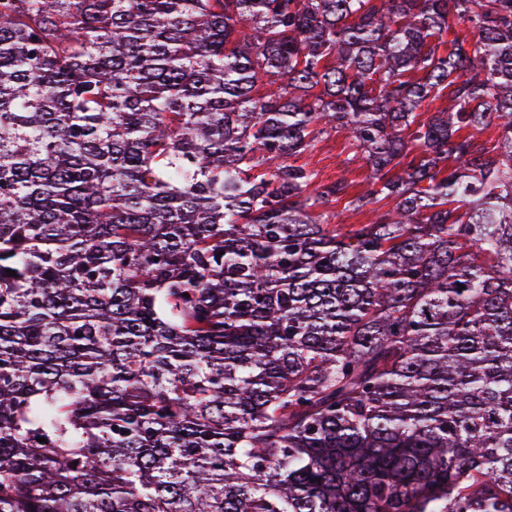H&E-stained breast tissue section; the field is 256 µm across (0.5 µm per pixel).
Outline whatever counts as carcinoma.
<instances>
[{"label":"carcinoma","mask_w":512,"mask_h":512,"mask_svg":"<svg viewBox=\"0 0 512 512\" xmlns=\"http://www.w3.org/2000/svg\"><path fill=\"white\" fill-rule=\"evenodd\" d=\"M0 512H512V0H0ZM312 146L294 157L297 165H305L318 173L319 179L335 180L345 175L352 182L350 194L353 196L367 189L369 170L363 162L347 163L352 155L348 135L337 130L329 133H315ZM344 203L345 201H341L332 208V213L335 216L331 217L330 224H343L346 228L351 227L353 224H366L368 218L366 210L372 208L373 205H368L361 210H348L344 209Z\"/></svg>","instance_id":"obj_1"}]
</instances>
